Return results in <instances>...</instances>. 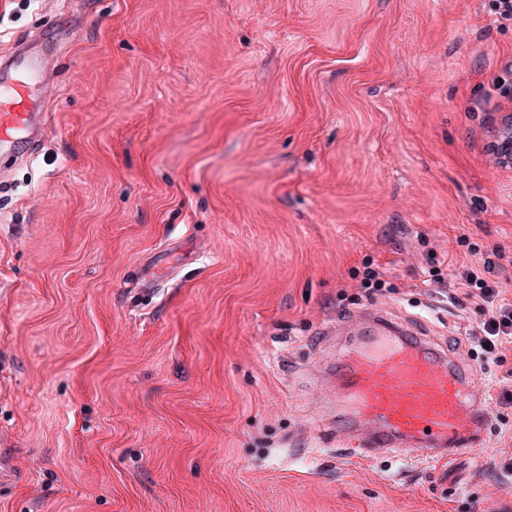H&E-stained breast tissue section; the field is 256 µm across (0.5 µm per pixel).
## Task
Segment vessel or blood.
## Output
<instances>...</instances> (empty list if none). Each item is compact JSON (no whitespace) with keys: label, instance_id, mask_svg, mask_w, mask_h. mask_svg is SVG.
I'll use <instances>...</instances> for the list:
<instances>
[{"label":"vessel or blood","instance_id":"obj_1","mask_svg":"<svg viewBox=\"0 0 512 512\" xmlns=\"http://www.w3.org/2000/svg\"><path fill=\"white\" fill-rule=\"evenodd\" d=\"M54 66L48 54L21 45L0 67V101L23 102L26 88L45 83ZM38 114L0 110V149L42 137ZM340 334L377 347L355 350L340 362L336 434L361 454L388 452L435 460L484 439L483 398L446 352L367 309L337 325Z\"/></svg>","mask_w":512,"mask_h":512}]
</instances>
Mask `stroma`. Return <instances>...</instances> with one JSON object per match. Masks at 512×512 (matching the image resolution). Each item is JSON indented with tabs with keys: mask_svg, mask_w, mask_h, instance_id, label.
Here are the masks:
<instances>
[{
	"mask_svg": "<svg viewBox=\"0 0 512 512\" xmlns=\"http://www.w3.org/2000/svg\"><path fill=\"white\" fill-rule=\"evenodd\" d=\"M58 50L0 177V512H512L503 363L453 272L512 255L488 0H0ZM440 260L443 286L427 283ZM380 265L393 292L355 274ZM375 308L483 389L466 453L362 459L321 369Z\"/></svg>",
	"mask_w": 512,
	"mask_h": 512,
	"instance_id": "1",
	"label": "stroma"
}]
</instances>
